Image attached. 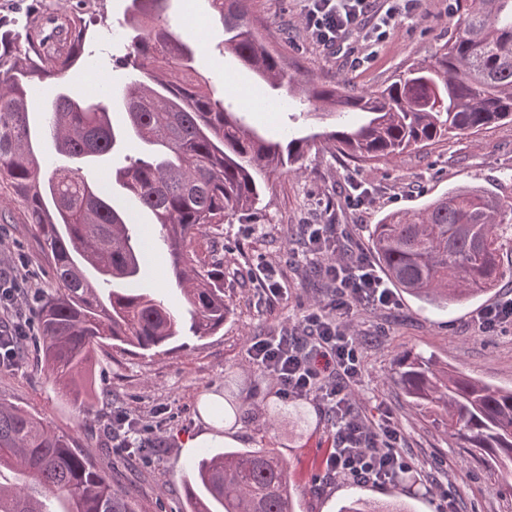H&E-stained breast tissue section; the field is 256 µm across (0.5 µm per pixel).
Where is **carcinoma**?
<instances>
[{"label": "carcinoma", "mask_w": 512, "mask_h": 512, "mask_svg": "<svg viewBox=\"0 0 512 512\" xmlns=\"http://www.w3.org/2000/svg\"><path fill=\"white\" fill-rule=\"evenodd\" d=\"M168 0H130L126 59L133 77L120 96L64 86L84 58L88 28L77 16L46 32L0 30V178L22 198L37 225L56 288L33 311L44 372L68 385L89 375L104 342L125 352L166 351L185 335L224 327V263L196 249L197 235L256 208L271 174L301 163L317 138L360 162L424 150L449 135H474L512 121V0H458L459 20L439 52L416 61L387 86L347 94L312 86L288 72L250 20V0H211L224 26V49L272 89L301 92L313 104L364 114L362 123L320 135L272 140L215 97L194 67L196 44L164 16ZM61 85L47 108L58 152L75 168L41 169L29 113L35 88ZM123 115L122 130L112 115ZM145 158L112 173L142 210L152 213L170 251V279L187 302L183 321L144 287L145 264L133 243V217L82 168L108 156L118 140ZM512 203L484 186L455 187L409 214L374 225L371 246L390 281L433 306L481 296L506 273ZM97 274L91 279L88 269ZM396 382L419 411L439 415L458 440L512 478V388L406 356ZM189 512H296L288 464L270 448L203 455L185 486ZM134 512L112 475L73 440L31 413L0 402V512ZM338 512H411L404 501L361 497Z\"/></svg>", "instance_id": "obj_1"}]
</instances>
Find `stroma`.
Here are the masks:
<instances>
[{"label": "stroma", "mask_w": 512, "mask_h": 512, "mask_svg": "<svg viewBox=\"0 0 512 512\" xmlns=\"http://www.w3.org/2000/svg\"><path fill=\"white\" fill-rule=\"evenodd\" d=\"M129 0H0V22L20 27L40 19L52 28L53 17H81L89 26L88 49L103 84L121 92L128 82ZM193 6L204 51L195 66L218 92L252 99L266 90L224 51V28L210 0H169L170 17ZM251 18L262 37L277 49L284 66L304 81L343 84L349 91H373L389 83L413 60L435 52L448 39L457 18L456 0H417L415 13L398 20L387 37L364 45L360 33L342 46L318 45L303 25L301 0H252ZM361 113L339 114L299 98L273 112H252L248 121L262 134H316L303 166L270 177L256 209L226 218L210 230L204 245L214 246L224 261V299L232 313L223 328L198 339L187 337L182 350L139 356L105 346L95 356L96 393L72 397L48 383L36 348L0 368V399L36 415L112 473L135 512H189L184 479L201 449L192 440L210 433L212 441L243 448L275 449L287 461L297 500L296 512H337L339 504L360 492L375 500L409 499L414 512H437L444 501L457 512H512V479L464 453L448 441L437 417L418 411L395 384L400 358L433 356L442 366L476 376L496 386L512 387V332L482 335L472 318L495 301L497 292L434 307L397 292L390 308L354 304L342 321L364 346L363 368L353 388L358 410L372 420L391 412L402 453L413 470L396 484L376 486L329 476L324 459L332 433L327 419L309 401L280 397L271 378L256 370L247 349L257 336H279L298 327L309 309L327 303L330 289L306 254L307 227L332 225L353 254L369 256L371 232L384 216L411 212L448 189L483 185L512 202V122L478 135L444 140L428 151L408 150L389 160L360 163L336 153L320 134L339 125L360 123ZM369 197L349 201L357 189ZM0 276L13 281L24 302L0 310L1 322L29 317L55 289L53 271L41 251L38 230L27 208L0 183ZM285 286L272 295L270 281ZM233 396L238 411L216 422L212 407ZM126 412L153 442L148 456L128 454L112 443V414Z\"/></svg>", "instance_id": "1"}]
</instances>
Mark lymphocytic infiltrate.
Here are the masks:
<instances>
[{
	"label": "lymphocytic infiltrate",
	"instance_id": "obj_1",
	"mask_svg": "<svg viewBox=\"0 0 512 512\" xmlns=\"http://www.w3.org/2000/svg\"><path fill=\"white\" fill-rule=\"evenodd\" d=\"M415 2L388 0L387 9L376 13L373 0H304L302 17L307 31L322 46L338 45L358 27L363 41L372 44L384 29L409 16ZM368 15L372 25L362 26ZM309 246L313 255L324 260L323 271L335 288L333 299L304 317L299 334L256 339L248 356L271 377L281 397L313 401L327 416L333 444L325 467L331 476L379 485L397 483L412 465L399 450L401 435L391 414L371 424L356 411L349 389L361 373L363 351L338 317L340 310L361 302L390 307L395 297L362 257L337 261L342 246L321 225H312Z\"/></svg>",
	"mask_w": 512,
	"mask_h": 512
}]
</instances>
